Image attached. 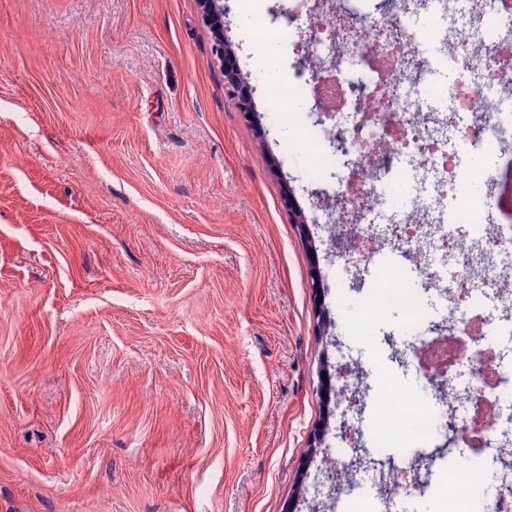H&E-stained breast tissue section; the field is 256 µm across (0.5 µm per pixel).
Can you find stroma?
<instances>
[{
    "label": "stroma",
    "instance_id": "35a3bbf8",
    "mask_svg": "<svg viewBox=\"0 0 512 512\" xmlns=\"http://www.w3.org/2000/svg\"><path fill=\"white\" fill-rule=\"evenodd\" d=\"M227 37L259 117L224 92L198 0H0V512H357L366 473L313 490L324 369L362 371L364 448L399 308L361 321L293 129L264 115L296 47ZM291 186L307 219L290 223ZM324 279L316 333L311 266Z\"/></svg>",
    "mask_w": 512,
    "mask_h": 512
}]
</instances>
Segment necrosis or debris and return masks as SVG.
Segmentation results:
<instances>
[{"instance_id": "1", "label": "necrosis or debris", "mask_w": 512, "mask_h": 512, "mask_svg": "<svg viewBox=\"0 0 512 512\" xmlns=\"http://www.w3.org/2000/svg\"><path fill=\"white\" fill-rule=\"evenodd\" d=\"M310 2L313 28L336 48L319 68L335 79L278 82L267 109L288 112L310 96L335 109L341 148L324 150L332 131L325 127L295 131L312 177L342 156L365 171L358 183L339 186L338 195L358 203L331 207L329 223L358 225L343 242L358 263H373L393 244L421 271L413 283L383 274L365 298L368 314L396 304L406 323L427 328L408 347L423 358L416 367L421 391L388 384L376 405L383 435L428 440L456 424L461 448L477 449L497 474L494 491L475 504L471 489L481 472L468 464L449 469L448 512H512V469L500 466L512 445V372L504 366L512 336L501 342L486 335L474 315L485 301L512 306V0H432L431 27L413 26L410 8L363 20L340 13L335 0H295L300 8ZM468 147L490 151L491 163L477 171L459 167L458 151ZM386 178L432 188L417 195L397 236L385 223ZM472 180L489 193L457 192L458 182ZM492 208L501 223L486 224ZM436 295L448 310L442 334L429 326L428 301Z\"/></svg>"}]
</instances>
